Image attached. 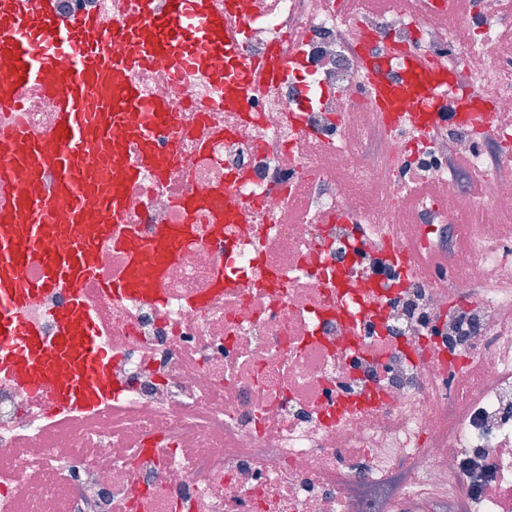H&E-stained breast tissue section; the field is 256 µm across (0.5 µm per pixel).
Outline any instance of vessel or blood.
Returning <instances> with one entry per match:
<instances>
[{
	"instance_id": "vessel-or-blood-1",
	"label": "vessel or blood",
	"mask_w": 512,
	"mask_h": 512,
	"mask_svg": "<svg viewBox=\"0 0 512 512\" xmlns=\"http://www.w3.org/2000/svg\"><path fill=\"white\" fill-rule=\"evenodd\" d=\"M234 0H169L158 15L156 0H136L135 8L112 23L94 14L60 21L48 0H0V110L16 108L32 84L50 93L56 125L42 136L0 130V185L13 187L0 203V380L46 394L51 408L91 412L114 391L111 353L88 314L80 285L95 276L99 248L112 242L122 216L126 189L143 175L165 176L169 156L154 148L157 131L170 126L167 102L148 97L128 79L130 68L159 55L206 76L220 57L241 61L235 84L239 104L250 103L259 84H274L280 67L244 61L240 28L229 19ZM369 89L382 103L395 92L387 62L370 69ZM406 119L430 113L437 123L456 119L445 97L422 86L408 101ZM122 124L138 142L129 163L112 127ZM112 159L108 169L98 156ZM85 160L72 165L73 157ZM53 173L51 190L31 195L18 179L35 181ZM188 212L205 210L213 224L224 222V203L182 200ZM188 224L164 227L155 241L128 255L124 274L102 281L106 296L151 297L167 267L190 237ZM42 275L24 279L27 267ZM71 289L69 302L52 318L54 338L26 322L22 313L44 289Z\"/></svg>"
}]
</instances>
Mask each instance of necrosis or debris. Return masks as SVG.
<instances>
[{
	"label": "necrosis or debris",
	"mask_w": 512,
	"mask_h": 512,
	"mask_svg": "<svg viewBox=\"0 0 512 512\" xmlns=\"http://www.w3.org/2000/svg\"><path fill=\"white\" fill-rule=\"evenodd\" d=\"M438 30L430 0H237L245 55L276 43L301 76L263 88L247 112L166 58L130 80L174 105L165 178L126 192L116 230L82 289L112 352L118 395L95 412L52 410L0 381V512H512V0H469ZM60 20L114 21L131 0H52ZM393 62L421 49L459 71L449 100L493 106L491 128L410 126L370 100L371 39ZM346 94L333 95L336 86ZM312 99L303 121L289 106ZM55 101L30 85L0 129L52 131ZM431 182L419 188L418 169ZM482 219L441 274L402 272L453 235L449 200L468 184ZM223 192V239L177 201ZM194 235L154 299L100 296L127 252L169 224ZM487 453L488 479L462 471Z\"/></svg>",
	"instance_id": "obj_1"
}]
</instances>
